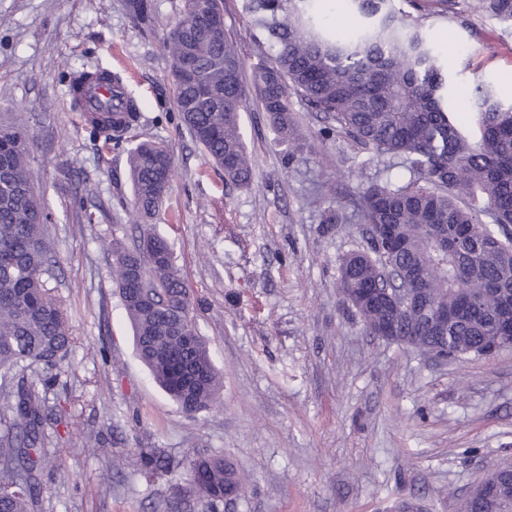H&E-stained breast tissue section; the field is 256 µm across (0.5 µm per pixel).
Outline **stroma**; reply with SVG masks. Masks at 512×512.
<instances>
[{"mask_svg": "<svg viewBox=\"0 0 512 512\" xmlns=\"http://www.w3.org/2000/svg\"><path fill=\"white\" fill-rule=\"evenodd\" d=\"M126 0H0V120L33 136L34 186L50 216L46 281L75 339L39 380L47 450L63 464L42 478L36 512H397L405 500L456 512L493 465L512 463V349L441 363L370 335L339 290L341 260L364 241L359 194L384 178L365 152L294 102L299 150L278 143L247 98L241 127L254 181L223 170L178 125L164 49L184 0H152L147 28ZM467 116L474 88L512 104V28L485 16L424 21ZM224 33L245 61L262 52L240 0H224ZM120 75L140 108L141 139L171 150L175 177L159 216L133 220L128 139L88 134L67 94L71 71ZM348 220L327 223L335 205ZM155 232L172 245L222 388L186 416L136 352L112 272V240ZM100 432L99 448L87 435ZM166 463L154 476L141 452ZM197 453L240 474L235 501L190 493Z\"/></svg>", "mask_w": 512, "mask_h": 512, "instance_id": "stroma-1", "label": "stroma"}]
</instances>
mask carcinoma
<instances>
[{"label":"carcinoma","mask_w":512,"mask_h":512,"mask_svg":"<svg viewBox=\"0 0 512 512\" xmlns=\"http://www.w3.org/2000/svg\"><path fill=\"white\" fill-rule=\"evenodd\" d=\"M355 18L345 35L322 19L317 0H243L259 43L267 48L248 64L225 35L211 32L222 0H185L167 49L179 120L224 180L253 182L240 112L243 82L252 88L278 139H299L293 96L321 112L336 131L368 153L360 163L402 168L410 178L369 183L359 197L367 248L339 268L344 300L373 336L438 347L448 355H484L503 342L500 325L512 314V105L475 87L479 109L471 128L449 111L448 74L424 31L431 15L469 20L486 14L512 27V0H346ZM139 24H154L151 0H128ZM92 137H120L137 123L128 92L92 105ZM33 140L20 123L0 124V370L16 383L0 388V512H34L41 476L57 468L45 451L42 397L25 377L33 364L58 369L74 343L61 306L42 277L49 271L48 214L36 194L29 157ZM127 163L133 212L152 218L171 183L170 150L131 139ZM491 218L486 224L480 216ZM150 249L112 239L114 273L142 363L155 382L194 416L219 399L221 380L202 336L176 340L181 318L194 321L189 289L169 241L147 233ZM448 307V327L437 310ZM190 489L211 504L238 497L234 467L199 453ZM458 512H512V475L499 471L493 487L470 494Z\"/></svg>","instance_id":"1"}]
</instances>
